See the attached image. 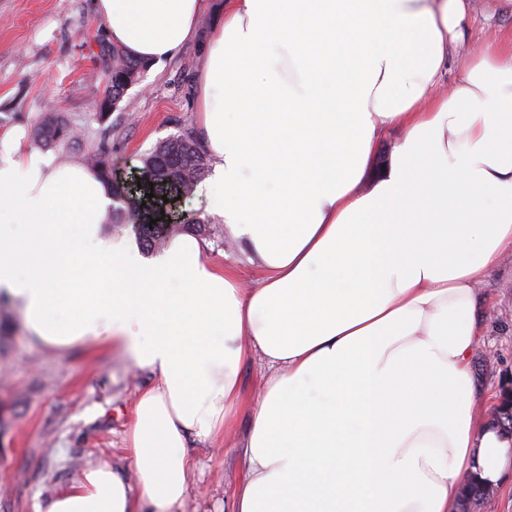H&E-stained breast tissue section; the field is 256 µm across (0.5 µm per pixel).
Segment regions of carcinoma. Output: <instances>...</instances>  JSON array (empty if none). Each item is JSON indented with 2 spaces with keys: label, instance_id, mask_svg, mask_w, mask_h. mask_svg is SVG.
Wrapping results in <instances>:
<instances>
[{
  "label": "carcinoma",
  "instance_id": "1",
  "mask_svg": "<svg viewBox=\"0 0 512 512\" xmlns=\"http://www.w3.org/2000/svg\"><path fill=\"white\" fill-rule=\"evenodd\" d=\"M145 64L127 55L121 48L106 46L100 52L101 72L110 78L104 88V95L111 105L121 100L128 87L133 85ZM73 128L60 121L51 111L44 114L39 127V142L46 144L57 140H75ZM206 157L203 149L193 136L184 133L160 143L143 160L140 175L154 184L158 190L175 193L190 192L204 175ZM112 194L127 205L123 210L129 222L138 219V208L142 190L126 185H112ZM139 235L146 248L157 247L166 238L169 229L156 224L138 225ZM462 491L459 512H471L474 505L488 498L487 486L476 477L467 476L461 483Z\"/></svg>",
  "mask_w": 512,
  "mask_h": 512
}]
</instances>
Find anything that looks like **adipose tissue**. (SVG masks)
I'll return each mask as SVG.
<instances>
[{
    "mask_svg": "<svg viewBox=\"0 0 512 512\" xmlns=\"http://www.w3.org/2000/svg\"><path fill=\"white\" fill-rule=\"evenodd\" d=\"M93 8L147 64L204 36L199 191L262 281L242 287L189 234L139 256L104 230L99 170L0 137V293L42 345L116 348L157 379L127 433L135 482L99 463L36 512H181L186 437L242 412L227 512H456L463 476L498 486L512 434L483 418L471 358L479 287L512 255V43L437 97L468 0H224L205 35L204 0ZM386 126L404 135L378 169ZM267 373L268 367L260 358L245 363L239 373L243 390L248 394L256 393L262 384L263 376Z\"/></svg>",
    "mask_w": 512,
    "mask_h": 512,
    "instance_id": "adipose-tissue-1",
    "label": "adipose tissue"
}]
</instances>
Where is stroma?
Segmentation results:
<instances>
[{"label":"stroma","instance_id":"obj_1","mask_svg":"<svg viewBox=\"0 0 512 512\" xmlns=\"http://www.w3.org/2000/svg\"><path fill=\"white\" fill-rule=\"evenodd\" d=\"M463 51L492 36H512V12L473 0L464 21ZM92 0H0V136L20 130L33 141L48 111L78 133L47 151L61 161L105 152L116 182L133 179L143 158L161 142L193 131L199 55L187 44L173 58L142 70L107 120L95 100L104 87L96 62L106 42ZM483 346L493 364L473 356L472 372L495 402L498 385L512 376V257L489 273L484 286ZM117 353L76 347L64 352L33 341L14 306L0 297V512H34L37 502L68 488L87 467L107 462L131 474L126 435L138 390L155 385ZM250 426L211 441L186 439L198 468L182 512H225L239 472L237 445Z\"/></svg>","mask_w":512,"mask_h":512}]
</instances>
